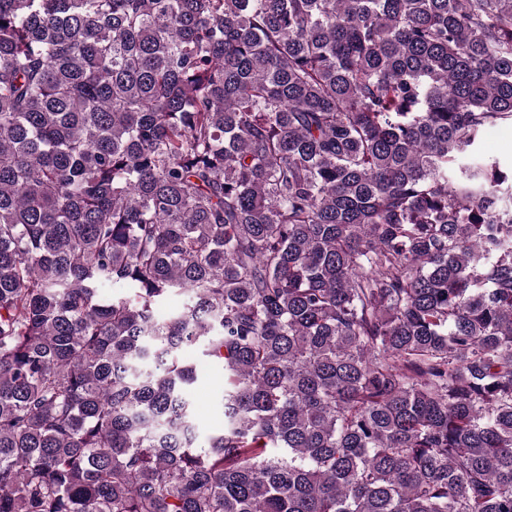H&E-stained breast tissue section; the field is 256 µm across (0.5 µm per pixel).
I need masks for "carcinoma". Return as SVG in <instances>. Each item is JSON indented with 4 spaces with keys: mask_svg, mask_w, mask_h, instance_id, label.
<instances>
[{
    "mask_svg": "<svg viewBox=\"0 0 512 512\" xmlns=\"http://www.w3.org/2000/svg\"><path fill=\"white\" fill-rule=\"evenodd\" d=\"M509 123L512 0H0V512H512ZM485 157H493L510 164L512 160V124L501 125L489 131L480 145ZM197 378L193 388L199 407V422L202 430L207 431L217 427L222 422V415L218 408L224 383V374L221 368L209 363H198Z\"/></svg>",
    "mask_w": 512,
    "mask_h": 512,
    "instance_id": "carcinoma-1",
    "label": "carcinoma"
}]
</instances>
